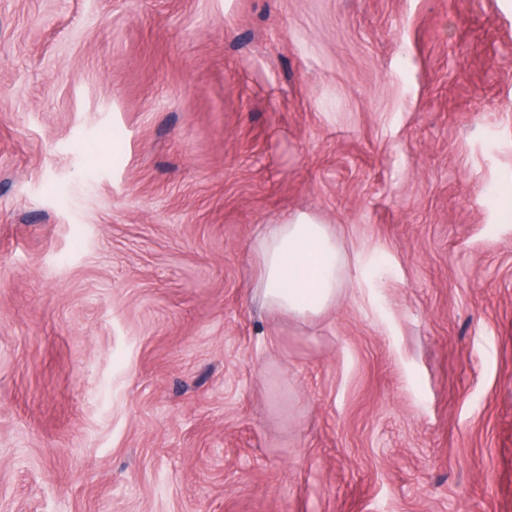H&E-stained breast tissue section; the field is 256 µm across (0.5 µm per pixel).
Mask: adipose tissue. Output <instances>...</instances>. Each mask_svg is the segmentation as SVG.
Wrapping results in <instances>:
<instances>
[{
	"instance_id": "adipose-tissue-1",
	"label": "adipose tissue",
	"mask_w": 512,
	"mask_h": 512,
	"mask_svg": "<svg viewBox=\"0 0 512 512\" xmlns=\"http://www.w3.org/2000/svg\"><path fill=\"white\" fill-rule=\"evenodd\" d=\"M257 292L264 307L307 319L335 306L346 254L335 231L298 213L268 225L255 246Z\"/></svg>"
}]
</instances>
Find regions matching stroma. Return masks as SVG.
<instances>
[{
    "label": "stroma",
    "mask_w": 512,
    "mask_h": 512,
    "mask_svg": "<svg viewBox=\"0 0 512 512\" xmlns=\"http://www.w3.org/2000/svg\"><path fill=\"white\" fill-rule=\"evenodd\" d=\"M0 512H512V0H0ZM257 293L264 307L300 319L336 305L347 256L336 232L308 213L270 224L255 246Z\"/></svg>",
    "instance_id": "stroma-1"
}]
</instances>
